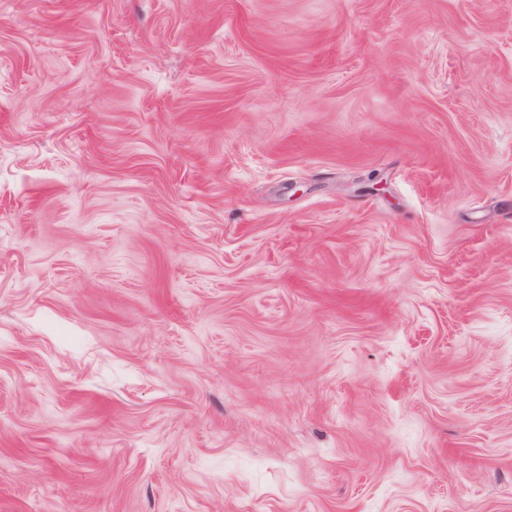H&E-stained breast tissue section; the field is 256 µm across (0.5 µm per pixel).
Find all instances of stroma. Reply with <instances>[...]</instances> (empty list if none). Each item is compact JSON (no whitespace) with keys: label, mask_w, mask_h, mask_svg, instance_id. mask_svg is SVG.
Wrapping results in <instances>:
<instances>
[{"label":"stroma","mask_w":512,"mask_h":512,"mask_svg":"<svg viewBox=\"0 0 512 512\" xmlns=\"http://www.w3.org/2000/svg\"><path fill=\"white\" fill-rule=\"evenodd\" d=\"M0 512H512V0H0Z\"/></svg>","instance_id":"35a3bbf8"}]
</instances>
